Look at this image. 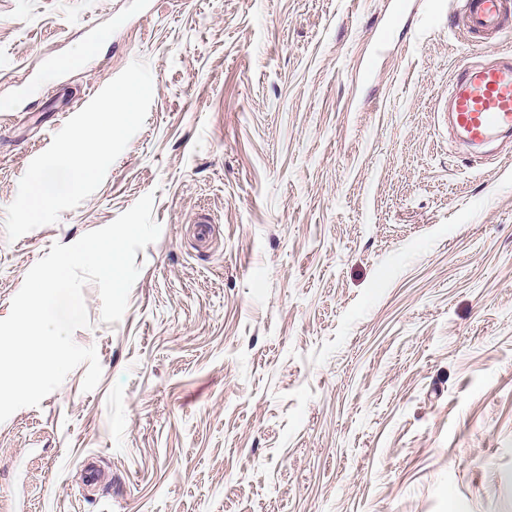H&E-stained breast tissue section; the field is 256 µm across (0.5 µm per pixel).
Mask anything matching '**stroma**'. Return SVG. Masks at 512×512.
Segmentation results:
<instances>
[{
  "mask_svg": "<svg viewBox=\"0 0 512 512\" xmlns=\"http://www.w3.org/2000/svg\"><path fill=\"white\" fill-rule=\"evenodd\" d=\"M461 5L0 0V319L53 244L149 192L161 227L120 321L83 289L98 386L0 423V512H512V137L442 114L512 29L468 47ZM136 59L141 130L9 240L30 162Z\"/></svg>",
  "mask_w": 512,
  "mask_h": 512,
  "instance_id": "stroma-1",
  "label": "stroma"
}]
</instances>
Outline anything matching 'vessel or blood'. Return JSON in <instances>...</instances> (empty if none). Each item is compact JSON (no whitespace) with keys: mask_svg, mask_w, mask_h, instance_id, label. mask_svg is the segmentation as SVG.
Instances as JSON below:
<instances>
[{"mask_svg":"<svg viewBox=\"0 0 512 512\" xmlns=\"http://www.w3.org/2000/svg\"><path fill=\"white\" fill-rule=\"evenodd\" d=\"M464 27L475 40L512 28V0H470ZM450 123L469 147L512 131L511 58L460 67L450 93Z\"/></svg>","mask_w":512,"mask_h":512,"instance_id":"b4317fda","label":"vessel or blood"}]
</instances>
